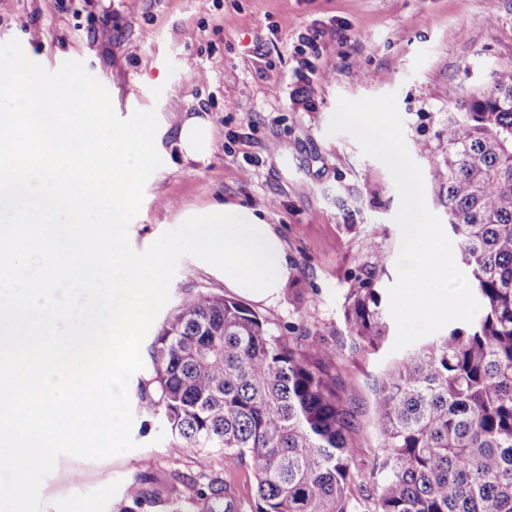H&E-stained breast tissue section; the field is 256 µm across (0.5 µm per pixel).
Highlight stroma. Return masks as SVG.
<instances>
[{
	"label": "stroma",
	"mask_w": 512,
	"mask_h": 512,
	"mask_svg": "<svg viewBox=\"0 0 512 512\" xmlns=\"http://www.w3.org/2000/svg\"><path fill=\"white\" fill-rule=\"evenodd\" d=\"M13 38L51 71L83 61L119 117L153 107L166 121L163 164L129 226L134 250L172 229L183 207L272 200L265 218L285 244L290 277L275 301L251 308L279 331L293 323L336 350L325 370L353 413L356 460L371 463L380 446L375 389L394 339L351 353L344 302L376 256L387 258L378 288L396 281L400 199L384 164L326 129L339 97L395 93L427 205L447 219L440 135L457 102L512 66V0H0V42ZM187 112L206 113L215 128L209 163L176 153ZM201 293L234 296L184 257L170 301ZM132 414L135 449L98 461L60 457L41 487L42 512H132L126 489L136 478L153 499L141 512H166L173 487L200 474L251 512L247 460L180 447L158 417Z\"/></svg>",
	"instance_id": "35a3bbf8"
}]
</instances>
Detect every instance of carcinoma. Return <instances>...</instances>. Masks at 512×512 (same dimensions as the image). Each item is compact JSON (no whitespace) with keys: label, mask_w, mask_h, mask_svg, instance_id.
I'll list each match as a JSON object with an SVG mask.
<instances>
[{"label":"carcinoma","mask_w":512,"mask_h":512,"mask_svg":"<svg viewBox=\"0 0 512 512\" xmlns=\"http://www.w3.org/2000/svg\"><path fill=\"white\" fill-rule=\"evenodd\" d=\"M442 141L453 245L480 314L387 368L371 465H356L351 413L321 368L336 350L302 328L279 333L244 304L201 293L152 342L140 408L183 448L248 460L252 512H512L511 66L448 113ZM385 263L377 257L347 297L354 354L388 332L374 287ZM175 499L235 512L215 480L185 483Z\"/></svg>","instance_id":"cac0c4a2"}]
</instances>
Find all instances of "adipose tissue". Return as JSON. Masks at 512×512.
I'll return each instance as SVG.
<instances>
[{
  "instance_id": "obj_1",
  "label": "adipose tissue",
  "mask_w": 512,
  "mask_h": 512,
  "mask_svg": "<svg viewBox=\"0 0 512 512\" xmlns=\"http://www.w3.org/2000/svg\"><path fill=\"white\" fill-rule=\"evenodd\" d=\"M215 131L204 116L184 115L176 146L184 160L207 162ZM183 223L192 225L190 247L199 263L223 278L226 288L255 302L276 298L290 270L285 247L261 210L234 203H211L185 211Z\"/></svg>"
}]
</instances>
